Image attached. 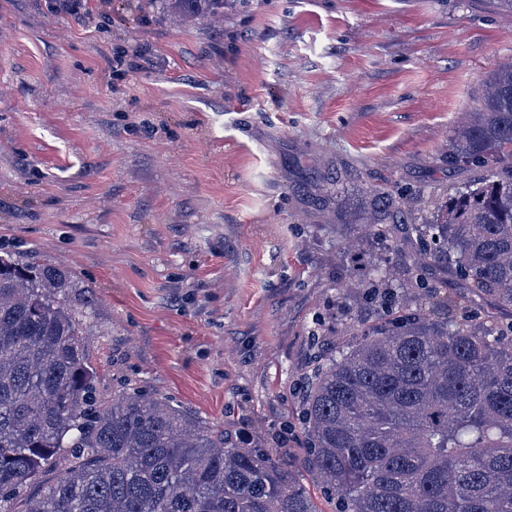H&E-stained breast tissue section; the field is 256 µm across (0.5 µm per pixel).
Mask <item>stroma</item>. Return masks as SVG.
<instances>
[{"label":"stroma","mask_w":512,"mask_h":512,"mask_svg":"<svg viewBox=\"0 0 512 512\" xmlns=\"http://www.w3.org/2000/svg\"><path fill=\"white\" fill-rule=\"evenodd\" d=\"M0 0V254L74 274L103 400L137 387L266 447L334 512L299 388L379 309L347 291L413 249L366 236L482 178L448 167L462 113L512 58L491 0H236L181 27L142 0ZM138 54L137 70H114Z\"/></svg>","instance_id":"35a3bbf8"}]
</instances>
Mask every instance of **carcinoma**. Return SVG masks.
<instances>
[{
    "instance_id": "cac0c4a2",
    "label": "carcinoma",
    "mask_w": 512,
    "mask_h": 512,
    "mask_svg": "<svg viewBox=\"0 0 512 512\" xmlns=\"http://www.w3.org/2000/svg\"><path fill=\"white\" fill-rule=\"evenodd\" d=\"M184 23L226 0H148ZM448 165L490 175L448 194L404 240L445 264L468 301L512 310V62L454 131ZM366 234L387 239L383 214ZM396 267L354 281L373 298ZM74 276L0 255V512H319L262 448L240 446L168 399H98ZM436 284L397 295L336 353L301 403L311 463L338 512H512V322L458 315ZM65 452L68 466L41 477Z\"/></svg>"
}]
</instances>
